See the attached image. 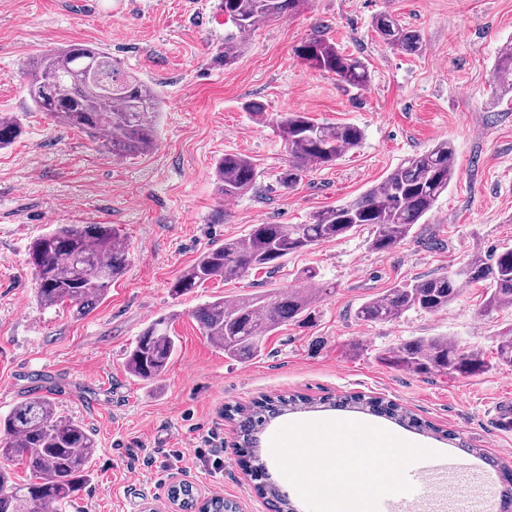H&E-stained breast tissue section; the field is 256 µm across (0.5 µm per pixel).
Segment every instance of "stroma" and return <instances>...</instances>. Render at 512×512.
I'll return each instance as SVG.
<instances>
[{"instance_id": "35a3bbf8", "label": "stroma", "mask_w": 512, "mask_h": 512, "mask_svg": "<svg viewBox=\"0 0 512 512\" xmlns=\"http://www.w3.org/2000/svg\"><path fill=\"white\" fill-rule=\"evenodd\" d=\"M382 11L422 33L421 54H402L375 36L372 20ZM230 30L219 0H0V113H22L26 125L24 136L0 149V414L46 396L94 435L92 480L66 512H168L179 483L199 498H224L237 512H267L252 469L273 462L274 434L331 420L380 427L455 460L470 473L469 489L479 491L475 476L488 467L473 449L512 466V435L497 433L486 417L497 396L512 393V366L496 361L512 308L484 313L485 292L474 286L442 312L411 310L374 324L355 313L396 284L512 247V98L493 97L495 59L512 45V0H311L260 26L227 67L216 56ZM315 31L365 61V88H346L294 56ZM71 44L111 53L157 89L164 106L153 151L115 160L86 133L32 108L31 65ZM252 101L264 106L267 123L247 111ZM289 112L357 125L364 141L284 190L275 176L286 153L271 121ZM442 139L454 147L456 175L395 249L371 251L364 225L288 255L274 272L171 294V283L204 251L261 222L306 223ZM227 153L251 158L261 172L254 192L229 201L212 178ZM57 224H109L129 245L124 276L82 317L66 304L41 306L26 264L29 243ZM309 267L329 293L310 321L282 326L251 361L225 358L201 335L193 313L205 301L298 290ZM165 314L174 317L179 349L150 384L131 376L125 359L145 325ZM420 336L446 337L480 353L489 368L461 378L378 361L384 349ZM282 395L381 397L428 428L366 411L302 409L267 425L258 458L244 456L225 408Z\"/></svg>"}]
</instances>
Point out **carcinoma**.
<instances>
[{
    "mask_svg": "<svg viewBox=\"0 0 512 512\" xmlns=\"http://www.w3.org/2000/svg\"><path fill=\"white\" fill-rule=\"evenodd\" d=\"M307 3L221 0L220 9L233 32L224 37V51L218 58L226 67L233 65L260 25L296 14ZM372 29L382 42L404 54L418 55L424 49L422 34L403 26L387 11L373 17ZM293 53L349 88L362 89L370 82L366 63L323 34L302 40ZM494 71L495 94L512 92V47L499 54ZM28 95L36 111L90 134L114 157L144 154L157 146L161 116L158 93L106 51L72 45L45 52L31 73ZM273 126L287 154L276 182L288 191L313 168L335 164L360 147L364 139L356 125L318 123L303 112L286 113ZM23 130L21 117L13 112L0 113V148L20 138ZM212 175L224 198L236 199L255 188L259 172L249 157L226 153L215 162ZM454 175V148L446 140L439 141L405 158L358 198L318 211L305 224H253L244 236L203 252L175 280L171 292L181 295L211 280L235 279L249 269L275 268L291 253L338 239L365 224L372 229L371 250H392L431 212ZM28 263L44 307L66 303L81 315L105 295L112 281L125 274L129 249L110 224H61L30 243ZM316 278L317 273L309 270L305 273L308 288L274 298L245 295L215 299L200 306L195 319L202 334L224 352V357L247 361L261 352L265 338L281 326L311 317L313 304L327 293ZM478 284L486 288L484 311L512 307L511 247L488 256L476 254L460 271L397 285L385 296L362 303L356 318L386 323L409 310L437 312L448 308L464 288ZM170 320L169 316L159 317L141 331L127 355V371L132 376L154 382L164 375L178 348L176 338L169 334ZM496 354L498 362L512 366V332L499 338ZM379 359L418 375L448 371L468 378L487 368L478 354L438 336L403 341L382 351ZM295 405L291 398L256 403L240 422L241 450L255 453L258 434L272 418ZM329 406L366 409L423 429L412 414L377 398H352ZM96 449L92 434L82 423L61 415L51 399L38 396L19 403L6 416H0V463L19 462L27 477L16 482L0 468V512H46L72 501L92 478L90 465ZM259 490L271 512H294L288 495L276 484L263 483Z\"/></svg>",
    "mask_w": 512,
    "mask_h": 512,
    "instance_id": "1",
    "label": "carcinoma"
}]
</instances>
